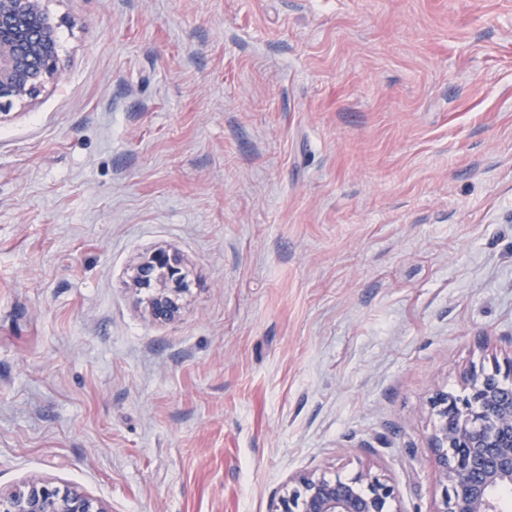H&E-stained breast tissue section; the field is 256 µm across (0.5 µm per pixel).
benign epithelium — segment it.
Here are the masks:
<instances>
[{
	"label": "benign epithelium",
	"mask_w": 512,
	"mask_h": 512,
	"mask_svg": "<svg viewBox=\"0 0 512 512\" xmlns=\"http://www.w3.org/2000/svg\"><path fill=\"white\" fill-rule=\"evenodd\" d=\"M58 22L45 0H0V108L31 97L60 71ZM149 293L153 316L169 320L178 311L182 269L178 256L158 250L134 277ZM438 425L430 435L443 493L434 512H501L495 493L512 485V357L504 368L473 371L460 395L432 399ZM396 487L369 470L341 477L302 470L273 496L269 512H402L392 509ZM0 512H106L75 487L33 478L0 493Z\"/></svg>",
	"instance_id": "obj_1"
}]
</instances>
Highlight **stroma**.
I'll use <instances>...</instances> for the list:
<instances>
[{
	"instance_id": "stroma-1",
	"label": "stroma",
	"mask_w": 512,
	"mask_h": 512,
	"mask_svg": "<svg viewBox=\"0 0 512 512\" xmlns=\"http://www.w3.org/2000/svg\"><path fill=\"white\" fill-rule=\"evenodd\" d=\"M0 107V491L433 512L437 392L512 356V0H50ZM181 260L170 321L133 282ZM397 497L396 487L370 470L353 477L302 470L288 477L282 494L272 497L269 512H403L392 509Z\"/></svg>"
}]
</instances>
